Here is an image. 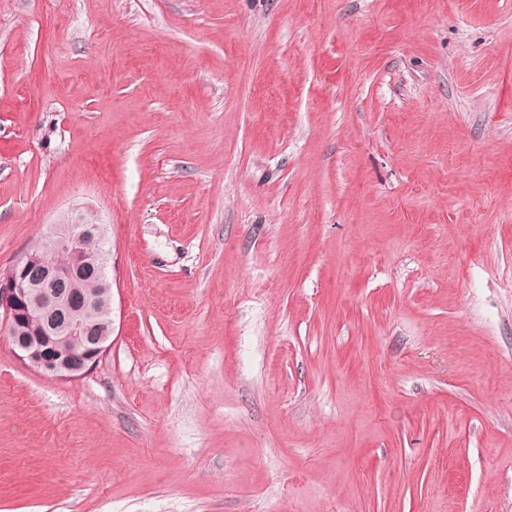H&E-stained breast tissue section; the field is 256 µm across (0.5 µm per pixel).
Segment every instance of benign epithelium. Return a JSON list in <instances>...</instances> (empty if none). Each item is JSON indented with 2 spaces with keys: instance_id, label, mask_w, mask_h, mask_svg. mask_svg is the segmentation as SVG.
<instances>
[{
  "instance_id": "benign-epithelium-1",
  "label": "benign epithelium",
  "mask_w": 512,
  "mask_h": 512,
  "mask_svg": "<svg viewBox=\"0 0 512 512\" xmlns=\"http://www.w3.org/2000/svg\"><path fill=\"white\" fill-rule=\"evenodd\" d=\"M106 225L66 219L52 225L53 247L68 255L69 264L57 267L27 252L0 271V316L14 354L31 367L57 377L78 378L87 373L111 345L112 281L107 274L109 255H89V239L106 238ZM88 267L100 274L93 297L78 287L77 274ZM92 309L99 320L90 325L81 316ZM82 341L75 352L71 343Z\"/></svg>"
}]
</instances>
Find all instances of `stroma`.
<instances>
[{"label":"stroma","instance_id":"1","mask_svg":"<svg viewBox=\"0 0 512 512\" xmlns=\"http://www.w3.org/2000/svg\"><path fill=\"white\" fill-rule=\"evenodd\" d=\"M79 214L0 512H512V0H0V270ZM65 219L52 225L49 237L40 239L30 251L8 268L1 270L0 316L14 354L40 372L68 379L87 373L111 345L112 339V281L107 274L109 255H89L85 243L89 239L106 238V225L93 224L92 216ZM67 254L65 258L54 248ZM38 254V255H37ZM93 268L100 274H88L80 288L77 274ZM67 282L70 288H60ZM98 289V292L93 296ZM93 296V297H92ZM90 297V298H89ZM92 309L99 320L90 325L81 316L83 309ZM41 322L38 336H21L32 322ZM82 341L84 350L75 352L69 347Z\"/></svg>","mask_w":512,"mask_h":512}]
</instances>
